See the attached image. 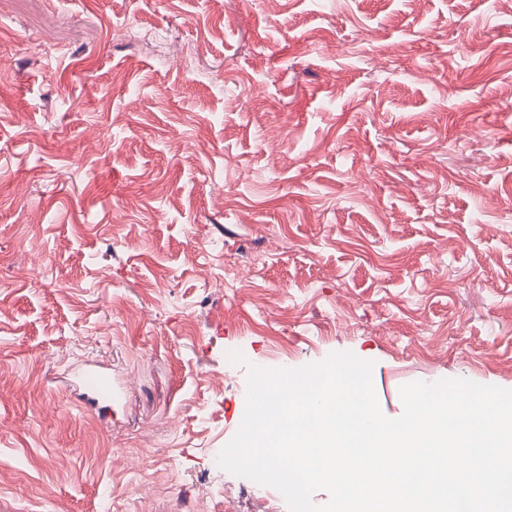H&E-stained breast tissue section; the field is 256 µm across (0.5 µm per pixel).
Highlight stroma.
<instances>
[{
    "instance_id": "1",
    "label": "stroma",
    "mask_w": 512,
    "mask_h": 512,
    "mask_svg": "<svg viewBox=\"0 0 512 512\" xmlns=\"http://www.w3.org/2000/svg\"><path fill=\"white\" fill-rule=\"evenodd\" d=\"M0 306V512H289L237 348L512 390V0H0ZM76 378L82 408L99 413L112 408L116 386L111 377L102 373L96 366L87 365L77 373Z\"/></svg>"
}]
</instances>
